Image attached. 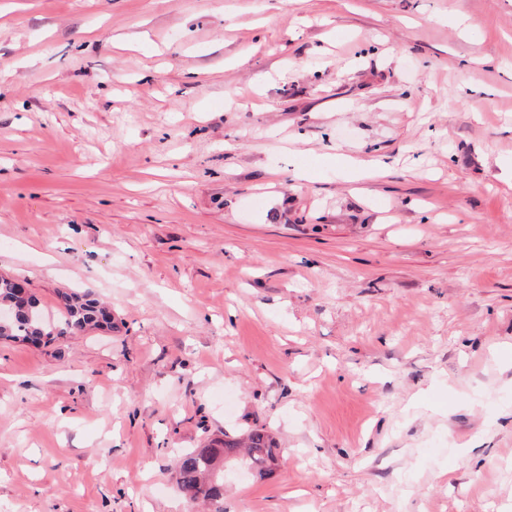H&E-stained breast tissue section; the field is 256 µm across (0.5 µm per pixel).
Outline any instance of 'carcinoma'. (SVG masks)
<instances>
[{
    "label": "carcinoma",
    "mask_w": 512,
    "mask_h": 512,
    "mask_svg": "<svg viewBox=\"0 0 512 512\" xmlns=\"http://www.w3.org/2000/svg\"><path fill=\"white\" fill-rule=\"evenodd\" d=\"M57 307L58 316L48 317L37 299L17 288L16 281L0 277V338L38 344L45 338L87 329L112 330V312L86 295L61 291ZM242 453L248 467L261 475L276 465L279 448L266 431L253 429L239 436L226 433L202 448L181 453L175 472L186 501H204L212 506V512H224V465L238 460Z\"/></svg>",
    "instance_id": "1"
}]
</instances>
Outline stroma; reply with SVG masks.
I'll use <instances>...</instances> for the list:
<instances>
[{
  "label": "stroma",
  "instance_id": "35a3bbf8",
  "mask_svg": "<svg viewBox=\"0 0 512 512\" xmlns=\"http://www.w3.org/2000/svg\"><path fill=\"white\" fill-rule=\"evenodd\" d=\"M0 512H512V0H0ZM57 307V318L50 319L28 291L22 294L16 281L0 277V338L38 344L87 329L112 331V312L87 295L58 292ZM242 448L248 467L260 475L270 472L278 461L279 448L263 429L239 436L224 433V438L212 439L204 448L181 453L176 458L175 472L186 501L208 502L212 512H224V465L237 461Z\"/></svg>",
  "mask_w": 512,
  "mask_h": 512
}]
</instances>
